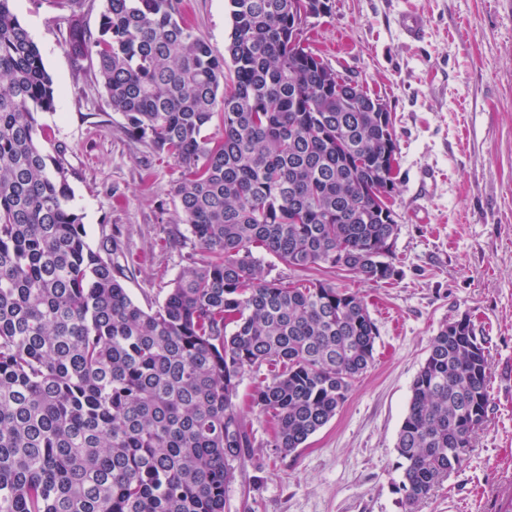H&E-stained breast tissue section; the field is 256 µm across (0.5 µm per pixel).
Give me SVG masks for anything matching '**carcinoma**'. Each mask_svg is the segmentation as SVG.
<instances>
[{"instance_id": "carcinoma-1", "label": "carcinoma", "mask_w": 512, "mask_h": 512, "mask_svg": "<svg viewBox=\"0 0 512 512\" xmlns=\"http://www.w3.org/2000/svg\"><path fill=\"white\" fill-rule=\"evenodd\" d=\"M182 0H105L91 51L107 105L181 168L182 221L207 254L145 310L87 241L61 159L41 141L55 89L39 47L0 0V512H224L231 463L252 447L238 403L294 452L373 365L363 298L325 279L285 284L258 254L302 272L386 283L394 211L376 202L391 118L288 31L329 0H228V58L181 16ZM224 136L204 135L214 118ZM474 325L444 323L410 386L397 434L405 512L460 468L490 406Z\"/></svg>"}]
</instances>
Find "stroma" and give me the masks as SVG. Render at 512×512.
I'll list each match as a JSON object with an SVG mask.
<instances>
[{"mask_svg":"<svg viewBox=\"0 0 512 512\" xmlns=\"http://www.w3.org/2000/svg\"><path fill=\"white\" fill-rule=\"evenodd\" d=\"M306 44L380 97L399 145L392 240L397 276L359 293L379 337L375 362L303 448H270L249 414L253 448L232 465L224 512H404L395 450L411 383L446 321L469 315L485 336L490 408L466 460L418 512H502L512 493V0H330ZM183 17L216 56L230 31L227 0H183ZM58 92L41 114L46 151L63 150L72 206L91 245L112 235L113 263L141 307L162 303L188 261L205 253L182 222L180 168L133 137L106 105L95 57L75 63L59 0H13ZM421 13L426 34L405 39L397 18Z\"/></svg>","mask_w":512,"mask_h":512,"instance_id":"35a3bbf8","label":"stroma"}]
</instances>
